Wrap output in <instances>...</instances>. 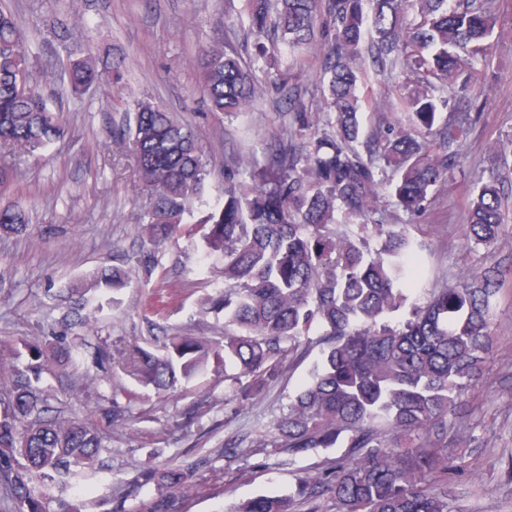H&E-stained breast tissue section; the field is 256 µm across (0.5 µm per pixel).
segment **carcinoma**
<instances>
[{"mask_svg": "<svg viewBox=\"0 0 512 512\" xmlns=\"http://www.w3.org/2000/svg\"><path fill=\"white\" fill-rule=\"evenodd\" d=\"M496 0H247L244 17L256 37L244 59L212 43L197 57L200 85L212 112L246 111L262 91L287 93L288 134L269 132L262 158L237 161L219 194L205 199L210 159L196 132L165 107L140 102L133 121L113 132L134 158L133 184L148 208L139 227L137 262L153 272V253L185 232L206 228L210 249L224 253V342L170 336L158 355L138 347L122 355L128 376L170 390L213 358L242 401L260 396L298 351L312 327L323 329L321 358L288 405L257 441L304 456L343 443L352 461L300 481L314 502L328 490L336 512H453L447 486H423L427 472L454 470L448 418L465 390L482 377L492 350V299L512 253L499 247L512 207V150L491 149L488 176L470 194L466 246L484 250L480 271L433 292L400 324L391 318L417 292L420 253L406 224L376 207L381 189L408 214L424 211L433 191L462 164L476 124L471 99L459 94L464 65L486 63L498 23ZM320 48V112L306 109L290 87L298 60L284 63L267 42ZM33 48L15 13L0 5V196L17 162L36 159L64 135L65 119L48 88L59 59L34 73ZM399 70L407 81L386 89L390 114L363 126L361 88L369 75ZM64 90L81 96L102 82L96 58L70 59ZM28 215L0 204V233H21ZM123 266L100 270L94 287H127ZM67 352L21 342L0 354V507L53 512L47 485L93 468L103 438L88 422L49 414L36 386L63 367ZM139 486L158 494L132 512H185L197 490L194 471L148 465ZM290 499L260 496L233 512H291Z\"/></svg>", "mask_w": 512, "mask_h": 512, "instance_id": "cac0c4a2", "label": "carcinoma"}]
</instances>
